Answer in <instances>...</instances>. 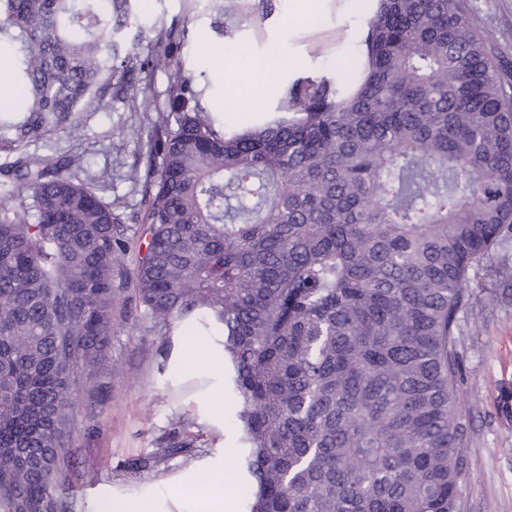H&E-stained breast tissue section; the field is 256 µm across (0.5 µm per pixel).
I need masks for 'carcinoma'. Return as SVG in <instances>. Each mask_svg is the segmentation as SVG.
Returning <instances> with one entry per match:
<instances>
[{
    "label": "carcinoma",
    "instance_id": "carcinoma-1",
    "mask_svg": "<svg viewBox=\"0 0 512 512\" xmlns=\"http://www.w3.org/2000/svg\"><path fill=\"white\" fill-rule=\"evenodd\" d=\"M131 0H0V508L71 512L78 385L116 313L224 349L247 512H457L458 314L512 239V62L469 0H377L357 79L228 132L180 77L130 241L82 158L28 151L124 91ZM193 441L173 431L160 449Z\"/></svg>",
    "mask_w": 512,
    "mask_h": 512
}]
</instances>
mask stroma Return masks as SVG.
<instances>
[{"label": "stroma", "mask_w": 512, "mask_h": 512, "mask_svg": "<svg viewBox=\"0 0 512 512\" xmlns=\"http://www.w3.org/2000/svg\"><path fill=\"white\" fill-rule=\"evenodd\" d=\"M375 4L323 0L309 13L301 0H231L219 15L208 0H136L127 39H139L146 51L159 39L173 43L170 65L138 60L124 76L125 96L112 98L108 109L85 113L80 135L61 126L29 149L53 160L81 155L88 172H107L103 197L120 214L125 236H132L145 217L144 187L131 178L147 165L142 132L161 120L175 71L203 89L204 106L223 113L227 131L260 125L276 112L278 100L249 93L250 85L270 78L284 85L308 76L356 77L364 23ZM473 6L478 21L495 30L502 52L512 58V0H473ZM503 269L512 270V244L471 273V296L459 313V413L470 461L459 512H512V296L503 294ZM212 342L189 334L179 349L149 322L116 326L112 357L120 369L107 378L109 400L78 398L79 414L91 427L71 443L72 512H95L99 498L112 492L163 495L171 478L189 473L223 484L238 512H245L248 489L233 466L220 473L195 468L217 449L237 444L232 394L222 388L206 402L186 385L188 359L198 363L199 376L222 378L223 369L203 365ZM178 349L185 359L171 363ZM206 405L224 412L223 428L202 421ZM178 421L196 437L195 448L156 460Z\"/></svg>", "instance_id": "1"}]
</instances>
